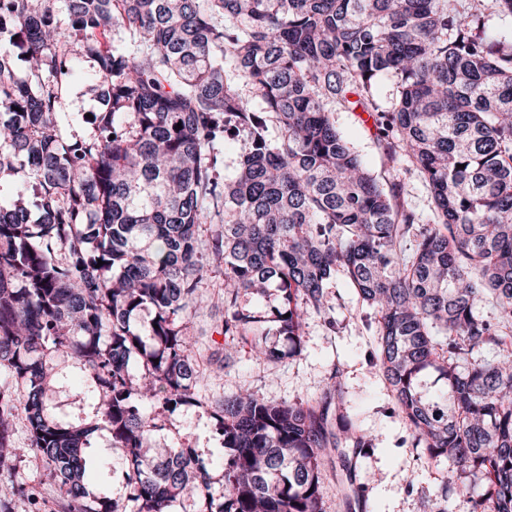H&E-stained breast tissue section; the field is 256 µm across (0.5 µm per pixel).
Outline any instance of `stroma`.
<instances>
[{
	"mask_svg": "<svg viewBox=\"0 0 512 512\" xmlns=\"http://www.w3.org/2000/svg\"><path fill=\"white\" fill-rule=\"evenodd\" d=\"M336 125L361 155L365 165L380 182L392 177V167L378 141L375 121L362 110L337 111ZM224 279L217 271L208 273L203 294L211 302L190 319L188 335L194 342L199 360L198 381L204 396L202 405L179 409L162 418L154 433V447L188 446L215 477L214 492L224 488L222 479L224 450L215 431L212 404L224 393L239 387L258 396L297 402L320 396L326 379L340 370L342 390L339 404L359 429L372 435L375 448L366 456L346 449L334 457L322 477L325 512H420L421 496L434 492L448 470L428 464L422 449L411 447L410 428L399 415L395 400L370 356L376 346L374 314L360 302L343 277H336L328 290V299L336 308V324L328 326L318 314H308L302 326L300 353L288 355V339L269 334L268 341L286 359L256 362L249 344L219 334L224 321V304L217 292ZM85 375L67 368L52 398L56 416L75 423L96 419V404L88 400L83 387ZM11 442L19 453L15 479L0 478V500H11L15 482L35 486L45 502H54L57 488L41 479L42 463L31 450L28 422L16 414ZM88 455L103 471L102 493L124 500L130 489L124 479L128 463L121 450L112 446L107 429L98 430Z\"/></svg>",
	"mask_w": 512,
	"mask_h": 512,
	"instance_id": "35a3bbf8",
	"label": "stroma"
}]
</instances>
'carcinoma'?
<instances>
[{"label": "carcinoma", "instance_id": "carcinoma-1", "mask_svg": "<svg viewBox=\"0 0 512 512\" xmlns=\"http://www.w3.org/2000/svg\"><path fill=\"white\" fill-rule=\"evenodd\" d=\"M512 0H11L0 8V476L22 412L49 512H324L321 476L373 439L317 401L247 389L214 407L224 493L191 448L149 456L157 420L199 403L185 334L200 284L224 267V326L259 359L301 347L313 311L336 325L327 288L346 276L376 319L379 371L415 447L450 477L438 500L512 512ZM123 33L132 51L113 47ZM27 64L20 76L14 58ZM73 58L92 62L103 108L66 129ZM392 78L384 109L378 83ZM375 117L389 161L416 170L434 203L420 223L401 169L381 184L336 127V108ZM244 149L232 177L224 139ZM203 224H216L207 238ZM103 265H98V262ZM267 319L242 305L270 285ZM488 299L491 322L478 308ZM153 317L146 333L131 319ZM142 365L139 375L131 361ZM87 376L112 444L126 453L131 510L90 489L99 424L51 413L58 370ZM433 369L448 388L419 390ZM21 509L37 497L16 485Z\"/></svg>", "mask_w": 512, "mask_h": 512}]
</instances>
